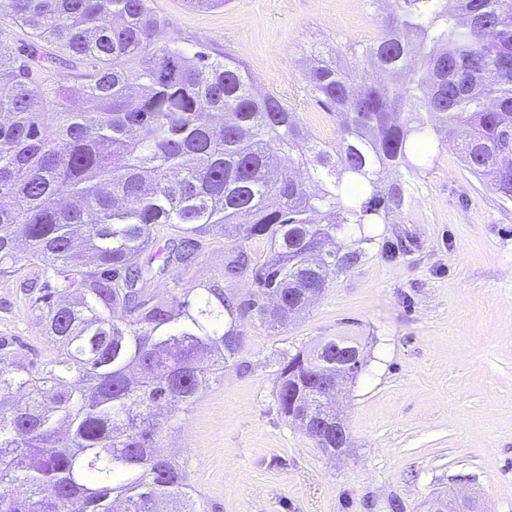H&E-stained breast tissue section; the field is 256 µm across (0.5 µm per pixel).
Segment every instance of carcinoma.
Here are the masks:
<instances>
[{"label": "carcinoma", "instance_id": "carcinoma-1", "mask_svg": "<svg viewBox=\"0 0 512 512\" xmlns=\"http://www.w3.org/2000/svg\"><path fill=\"white\" fill-rule=\"evenodd\" d=\"M8 2L0 277L22 260L37 271L28 303L55 353L40 372L0 356V512H205L159 448L164 422L237 361L240 318L286 327L361 260L366 226L404 206L407 189L384 174L426 170L461 130L464 167L512 202V0H457L455 13L393 0L373 42L308 66L309 92L336 116L332 146L278 95L255 94L240 62L161 42L155 0ZM14 25L29 40L14 42ZM164 225L174 237L156 267ZM218 237L220 277L172 309L146 294ZM252 239L270 244L261 263ZM248 273L239 298L228 284ZM359 349L335 336L283 356L281 415L333 411L320 375Z\"/></svg>", "mask_w": 512, "mask_h": 512}]
</instances>
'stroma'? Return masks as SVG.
I'll return each mask as SVG.
<instances>
[{
  "instance_id": "35a3bbf8",
  "label": "stroma",
  "mask_w": 512,
  "mask_h": 512,
  "mask_svg": "<svg viewBox=\"0 0 512 512\" xmlns=\"http://www.w3.org/2000/svg\"><path fill=\"white\" fill-rule=\"evenodd\" d=\"M155 7L166 40L240 61L317 139L335 143L336 119L310 100L303 73L315 56L376 37L371 0ZM388 178L405 184L407 200L373 225L361 261L285 329L242 318L239 365L166 430L163 450L187 463L206 512H427L440 494L475 512H512V203L450 142L430 171ZM223 263L217 238L190 266L174 265V283L147 291L171 304L177 287L219 276ZM33 276L0 277V355L40 371L54 350L27 308ZM330 336L358 337L366 359L339 406L352 442L340 456L287 423L275 397L281 354Z\"/></svg>"
}]
</instances>
